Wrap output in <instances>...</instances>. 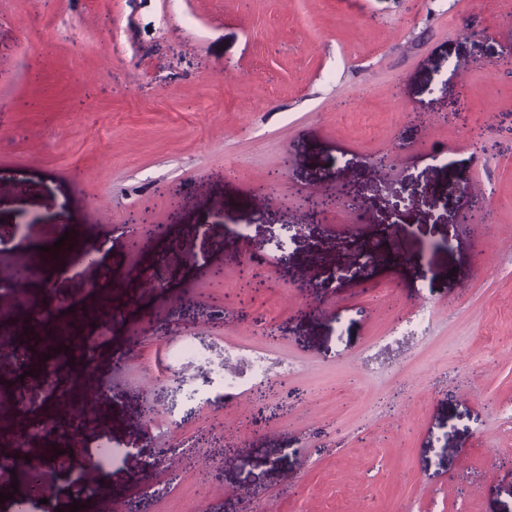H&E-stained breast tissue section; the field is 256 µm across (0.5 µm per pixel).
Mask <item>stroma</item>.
<instances>
[{"mask_svg":"<svg viewBox=\"0 0 512 512\" xmlns=\"http://www.w3.org/2000/svg\"><path fill=\"white\" fill-rule=\"evenodd\" d=\"M509 55L512 0H0V227L111 242L122 276L165 256L162 292L125 320L289 366L284 415L248 393L193 403L163 379L165 344L93 328L107 415L50 409L120 453L83 512H512ZM459 100L468 126L442 122ZM347 190L362 214L313 220ZM133 211L166 227L136 253ZM384 228L396 259L360 267L355 244ZM232 255L266 282L252 304ZM98 277L44 273L63 311L101 305ZM421 307L427 330L368 362Z\"/></svg>","mask_w":512,"mask_h":512,"instance_id":"35a3bbf8","label":"stroma"}]
</instances>
